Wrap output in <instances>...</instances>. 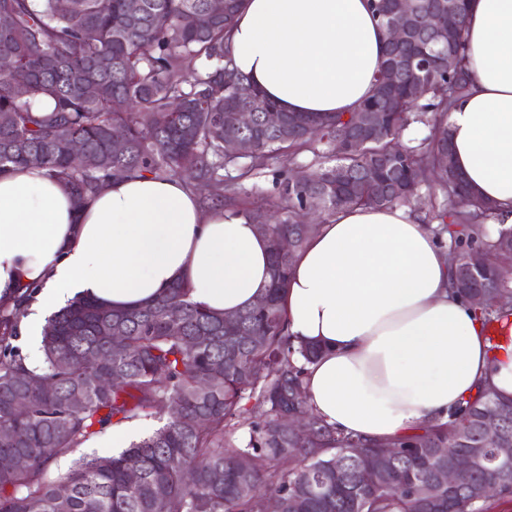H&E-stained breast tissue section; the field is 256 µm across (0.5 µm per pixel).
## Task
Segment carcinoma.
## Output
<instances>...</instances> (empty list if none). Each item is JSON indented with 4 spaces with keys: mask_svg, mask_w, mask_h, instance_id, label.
<instances>
[{
    "mask_svg": "<svg viewBox=\"0 0 512 512\" xmlns=\"http://www.w3.org/2000/svg\"><path fill=\"white\" fill-rule=\"evenodd\" d=\"M133 22L128 0H0V13L12 18L0 28V172L40 166L64 184L79 204L107 182L136 174L159 179L193 174L191 186L205 185L220 202L224 185L257 175L273 163L285 165L278 191L265 207L239 209L267 241L288 235L299 251L309 238L293 223L295 211L312 196L320 214L341 207H387L420 199L422 185L433 182L446 193L428 199L437 234H450V279L466 297L476 287L494 289L481 307L484 324L512 321V252L500 265L476 274L471 287L458 285L460 261L480 241L479 224L493 207L455 184L437 164L448 151V112L469 91L463 64L465 46L439 66L444 46L426 48L430 57L420 71L426 84L422 100L399 90L380 136L344 155L336 137L354 114L316 116L286 113L284 121H316V128L288 131L265 124L275 102L232 67L228 44L242 0H141ZM403 51L385 46L374 77L375 89L358 110L383 106L382 90ZM395 73V72H393ZM413 73H395V81ZM96 86L87 96L84 88ZM255 113L254 126L224 130V106ZM419 112L429 127L426 149L405 146L392 154V136ZM120 130L126 148L112 149ZM251 143L240 159L224 155V137ZM75 140L95 158L89 169L73 164L66 142ZM328 146L327 160L315 178L299 181L290 164L303 152ZM270 253L267 303L236 313L230 331L224 315L188 300L177 284L160 298L135 308L112 310L77 298L48 318L42 335V363L29 369L12 344L18 336L19 306L0 307V456L22 454L19 470H0V512H265L267 500L282 512H491L512 499V478L488 462L463 476L452 491L433 481L435 452L448 456L466 448L463 437L492 456L494 442L478 426L480 412L499 407L512 413L490 390L460 404L442 424L405 437L393 446L394 457L379 455L377 445L344 434L315 417L311 435L298 446L288 434L287 415L310 414L305 394L306 365L321 354L311 343L295 344L282 307L294 255ZM261 336L258 345L244 342ZM103 371L120 373L123 384L103 388ZM50 385L54 394L41 388ZM25 397L31 412L17 418L10 401ZM80 404L73 406V401ZM261 410L243 447L229 436L248 412ZM181 413L173 416L170 407ZM154 417L164 423L118 454L83 457L65 473L49 477L52 462L96 439L114 424ZM358 448L377 457L374 472L364 475ZM248 459L247 466L241 460ZM345 460L342 475L336 462ZM138 461L140 482L127 478V464ZM67 496L58 493L60 485ZM499 486L493 498L473 489Z\"/></svg>",
    "mask_w": 512,
    "mask_h": 512,
    "instance_id": "obj_1",
    "label": "carcinoma"
}]
</instances>
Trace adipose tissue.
<instances>
[{
	"instance_id": "obj_1",
	"label": "adipose tissue",
	"mask_w": 512,
	"mask_h": 512,
	"mask_svg": "<svg viewBox=\"0 0 512 512\" xmlns=\"http://www.w3.org/2000/svg\"><path fill=\"white\" fill-rule=\"evenodd\" d=\"M464 37L471 88L448 114L454 165L494 223L512 224V0H471ZM385 39L371 0H244L233 67L283 111L348 113L372 94ZM269 279L255 225L204 210L182 181L128 176L79 209L46 169L0 173V304L33 288L30 339L78 296L132 308L179 283L231 315ZM283 305L289 334L322 349L305 391L338 431L389 443L484 387L512 402V341L491 350L479 310L451 290L447 248L409 208L337 210L296 254Z\"/></svg>"
}]
</instances>
